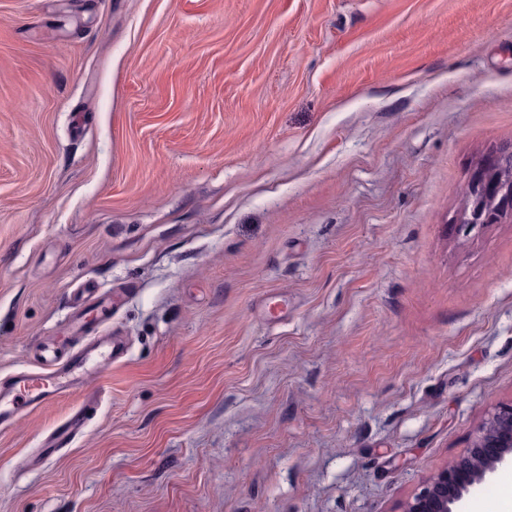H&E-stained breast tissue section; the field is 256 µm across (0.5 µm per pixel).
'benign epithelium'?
<instances>
[{"label":"benign epithelium","instance_id":"obj_1","mask_svg":"<svg viewBox=\"0 0 512 512\" xmlns=\"http://www.w3.org/2000/svg\"><path fill=\"white\" fill-rule=\"evenodd\" d=\"M468 217L458 224L470 233L482 224L512 216V150L503 149L480 169L470 186ZM512 464V400L495 405L477 425L470 447L441 469L398 512H458L470 488L499 467Z\"/></svg>","mask_w":512,"mask_h":512}]
</instances>
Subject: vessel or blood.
Returning <instances> with one entry per match:
<instances>
[{"instance_id":"vessel-or-blood-1","label":"vessel or blood","mask_w":512,"mask_h":512,"mask_svg":"<svg viewBox=\"0 0 512 512\" xmlns=\"http://www.w3.org/2000/svg\"><path fill=\"white\" fill-rule=\"evenodd\" d=\"M120 351L121 345L113 337L97 334L66 357H59L53 350L36 368L12 374L0 384V429L75 395L78 403L46 437L40 456L45 459L68 447L82 434L87 410L98 406V394L85 392V384L91 377L106 376Z\"/></svg>"}]
</instances>
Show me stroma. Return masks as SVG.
I'll list each match as a JSON object with an SVG mask.
<instances>
[{
	"label": "stroma",
	"instance_id": "stroma-1",
	"mask_svg": "<svg viewBox=\"0 0 512 512\" xmlns=\"http://www.w3.org/2000/svg\"><path fill=\"white\" fill-rule=\"evenodd\" d=\"M511 146L512 0H0V377L79 288L128 347L0 512H397L512 399ZM468 217L458 224L459 232L469 234L482 224H494L509 214L512 218V150L503 149L480 169L469 187ZM98 401V394L85 392L81 400L71 408L67 416L55 425L53 431L46 437L40 455L30 460L29 464H38L62 448L71 445L83 433L87 410L96 409Z\"/></svg>",
	"mask_w": 512,
	"mask_h": 512
}]
</instances>
